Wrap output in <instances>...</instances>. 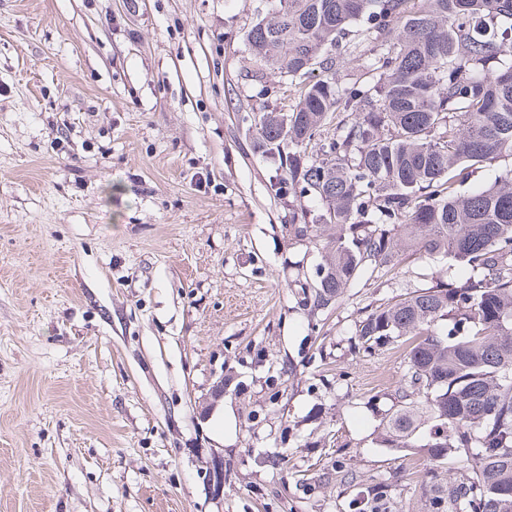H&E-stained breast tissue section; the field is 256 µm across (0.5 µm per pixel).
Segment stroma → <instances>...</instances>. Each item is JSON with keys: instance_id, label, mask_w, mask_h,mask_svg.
<instances>
[{"instance_id": "obj_1", "label": "stroma", "mask_w": 512, "mask_h": 512, "mask_svg": "<svg viewBox=\"0 0 512 512\" xmlns=\"http://www.w3.org/2000/svg\"><path fill=\"white\" fill-rule=\"evenodd\" d=\"M265 6L0 0V512H430L447 482L427 434L383 440L404 349L356 336L438 264L307 303L288 214L320 205L252 147L294 100L253 78Z\"/></svg>"}]
</instances>
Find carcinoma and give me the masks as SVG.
<instances>
[{"label": "carcinoma", "instance_id": "carcinoma-1", "mask_svg": "<svg viewBox=\"0 0 512 512\" xmlns=\"http://www.w3.org/2000/svg\"><path fill=\"white\" fill-rule=\"evenodd\" d=\"M247 42L295 88L289 112L259 115L253 148L278 160L274 195L322 204L290 215L324 242L313 306L407 252L448 260L357 327L368 349H407L391 447L427 425L431 462L463 455L434 512H512V168L465 189L512 158V0H278ZM356 48L363 74L344 84L330 65Z\"/></svg>", "mask_w": 512, "mask_h": 512}]
</instances>
